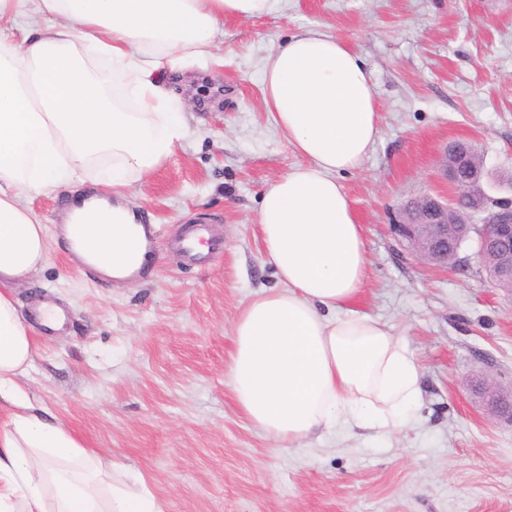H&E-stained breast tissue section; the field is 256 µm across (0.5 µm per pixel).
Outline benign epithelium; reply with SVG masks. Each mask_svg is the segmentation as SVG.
Returning <instances> with one entry per match:
<instances>
[{
  "label": "benign epithelium",
  "instance_id": "obj_1",
  "mask_svg": "<svg viewBox=\"0 0 512 512\" xmlns=\"http://www.w3.org/2000/svg\"><path fill=\"white\" fill-rule=\"evenodd\" d=\"M443 177L458 190L452 202L421 196L405 207L407 219L394 225L395 233L423 259L438 266L448 265V238L460 233L475 234L480 249L496 253L499 268L512 272V199L475 193L484 172L473 166L465 152L445 155ZM487 409L512 422V391L495 384L483 386Z\"/></svg>",
  "mask_w": 512,
  "mask_h": 512
}]
</instances>
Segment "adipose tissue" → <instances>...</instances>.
Segmentation results:
<instances>
[{"label":"adipose tissue","instance_id":"ef3b65f1","mask_svg":"<svg viewBox=\"0 0 512 512\" xmlns=\"http://www.w3.org/2000/svg\"><path fill=\"white\" fill-rule=\"evenodd\" d=\"M277 0H0V512H164L142 476L107 483L101 457L36 413L20 380L33 325L15 288L50 258L33 198L91 183L108 201L77 211L83 252L126 263L140 217L126 188L173 154L189 126L167 78L212 61L225 19ZM263 102L301 164L263 192L256 222L279 287L233 325L227 369L242 415L280 448L336 430L387 434L420 400V367L386 324L351 310L368 259L339 182L381 136L371 72L336 36L308 30L262 64Z\"/></svg>","mask_w":512,"mask_h":512}]
</instances>
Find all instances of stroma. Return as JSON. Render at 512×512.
Segmentation results:
<instances>
[{
	"instance_id": "1",
	"label": "stroma",
	"mask_w": 512,
	"mask_h": 512,
	"mask_svg": "<svg viewBox=\"0 0 512 512\" xmlns=\"http://www.w3.org/2000/svg\"><path fill=\"white\" fill-rule=\"evenodd\" d=\"M320 28L372 72L381 137L344 185L369 265L355 310L391 327L421 367L413 423L389 435L337 433L276 447L225 385L232 324L257 291L278 287L257 238L262 191L299 164L262 99L265 57ZM221 65L179 75L189 134L127 195L160 252L132 284L101 285L58 235L48 265L16 290L36 326L23 386L84 447L142 474L165 512H512V424L477 394L512 387V294L489 281L475 244L455 266L421 260L391 227L407 200L447 198L443 153L471 143L489 173L512 171V0H279L258 20H225ZM208 225L221 249L188 264L176 241Z\"/></svg>"
}]
</instances>
